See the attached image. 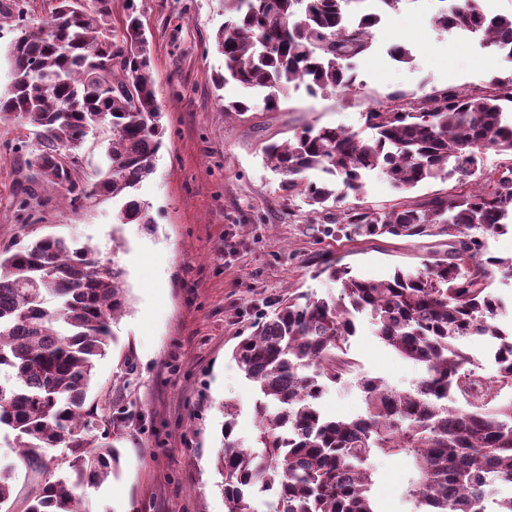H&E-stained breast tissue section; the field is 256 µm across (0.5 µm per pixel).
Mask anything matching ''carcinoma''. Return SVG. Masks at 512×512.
<instances>
[{
    "label": "carcinoma",
    "instance_id": "obj_1",
    "mask_svg": "<svg viewBox=\"0 0 512 512\" xmlns=\"http://www.w3.org/2000/svg\"><path fill=\"white\" fill-rule=\"evenodd\" d=\"M361 2L224 0L228 20L215 35L224 72L216 83L246 91L224 101V111L245 114L253 94L276 110L281 94L300 83L313 94L357 91L353 59L369 50L377 21L368 14L346 26L349 7ZM126 10L119 32L112 0H89L85 10L59 0L35 29L18 20L0 122H24L40 136L28 164L64 187L71 204L110 199L116 223L151 224V206L135 190L154 171L165 128L135 0ZM433 21L445 31L474 29L495 49L512 44V16L490 17L479 0H458ZM509 109L512 75L470 93L450 86L396 96L365 113L368 137L309 125L264 148L265 165L282 176L288 196L336 225V234L446 241L422 267L381 280L327 260L321 272L338 295L290 297L237 344L232 358L257 392L256 437L253 448L239 443L237 412L224 404L217 468L228 512H254L255 494L270 491V512H379L371 487L380 458L405 463L400 499L411 512H484L490 482L512 485V402L494 404L496 387L512 384V330L497 323L502 304L491 288L496 272L512 274V259L487 245L512 224V167L497 177L478 167L488 148L512 156ZM99 123L109 133L108 163L82 189L74 166ZM372 171L402 192L450 177L467 190L373 205L364 181ZM128 308L123 269L89 246L48 234L0 255V439L46 473L25 512H82L76 490L115 470L118 451L105 435L88 438L92 423L82 406L96 361L114 341L112 326ZM364 315L387 347L425 374L407 390L362 377L365 414L330 418L318 401L353 366L344 345ZM471 336L497 340L495 376L470 367L456 346ZM453 393L468 408L449 407ZM60 445L71 455L47 458Z\"/></svg>",
    "mask_w": 512,
    "mask_h": 512
}]
</instances>
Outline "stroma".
I'll return each instance as SVG.
<instances>
[{"instance_id":"1","label":"stroma","mask_w":512,"mask_h":512,"mask_svg":"<svg viewBox=\"0 0 512 512\" xmlns=\"http://www.w3.org/2000/svg\"><path fill=\"white\" fill-rule=\"evenodd\" d=\"M136 4L165 127L155 171L136 191L150 203L153 224H116L111 201L74 207L64 188L29 180L37 138L20 122H0V253L54 234L126 271L131 308L114 325L117 342L98 362L83 404L95 434H107L118 449L119 464L101 486L79 488L84 512H227L216 468L223 404L237 407L235 434L243 445H252L256 434L255 393L231 357L234 346L290 294L337 295L336 282L320 272L325 260L379 280L420 266L435 245L431 238H337L335 225L282 190L281 176L263 162V147L308 124L366 133L365 112L397 94L483 87L512 64L480 36L437 29L432 18L440 0H402L372 28L368 52L355 60L356 93L311 96L293 87L279 109H266L258 97L239 116L221 108L239 88L213 81L224 69L214 42L225 21L224 0ZM56 5L0 0V93L11 82L16 19L39 25ZM398 44L410 50V63L391 57ZM453 186L433 181L404 194L374 171L366 177V200L420 203ZM346 350L352 375L321 399L335 418L364 414L361 376L405 390L423 373L384 345L366 318ZM0 466L14 488L9 512H23L41 475L5 446ZM377 468L372 494L383 512H409L400 499L403 465L383 459Z\"/></svg>"}]
</instances>
